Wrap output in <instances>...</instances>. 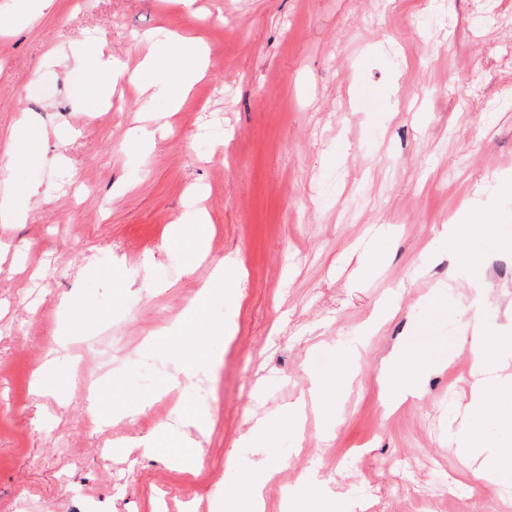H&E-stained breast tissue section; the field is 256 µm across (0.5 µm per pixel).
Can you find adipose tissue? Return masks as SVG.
<instances>
[{
    "label": "adipose tissue",
    "instance_id": "1",
    "mask_svg": "<svg viewBox=\"0 0 512 512\" xmlns=\"http://www.w3.org/2000/svg\"><path fill=\"white\" fill-rule=\"evenodd\" d=\"M77 62L87 79L88 87L101 105H108L112 97V83L120 67L104 54L101 38L82 40ZM208 64L206 49L197 41L172 35L158 45L142 64V72L163 71L168 81L163 87L172 104H180L203 78ZM208 217L193 213L190 223H177L170 228V238L193 259L205 260L208 256ZM470 352L479 373L472 386L475 400L497 404L504 396H512V374L505 373L503 363L512 359V348L507 343L486 335L480 323H473L469 334Z\"/></svg>",
    "mask_w": 512,
    "mask_h": 512
}]
</instances>
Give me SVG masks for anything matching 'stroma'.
I'll return each mask as SVG.
<instances>
[{"label": "stroma", "mask_w": 512, "mask_h": 512, "mask_svg": "<svg viewBox=\"0 0 512 512\" xmlns=\"http://www.w3.org/2000/svg\"><path fill=\"white\" fill-rule=\"evenodd\" d=\"M0 16V165L21 120L47 158L0 175V194L39 188L24 222H0V512H224L225 487L270 452L284 465L266 512L313 484L331 512H512V464L460 445L469 431L512 448L500 409L471 399L462 339L474 320L512 336L498 242L512 237V0H55L32 16L0 0ZM89 32L125 67L107 108L73 68ZM173 32L209 57L175 113L129 81ZM164 112L170 132L128 150L129 130ZM197 208L211 233L193 263L168 229ZM453 223L499 235L452 252ZM146 254L148 273L114 288V265ZM227 258L230 293L202 321L228 331L206 342L203 387L178 392L210 421L185 465L177 412L99 422L74 356L88 335L110 340L105 406L163 392L175 361L145 341ZM65 298L79 311L62 312ZM54 348L67 387L35 391ZM396 350L420 396L393 411L381 376ZM319 359L351 378L330 418L310 409L291 425ZM259 420L267 450L242 441ZM160 423L157 452L120 454Z\"/></svg>", "instance_id": "obj_1"}]
</instances>
